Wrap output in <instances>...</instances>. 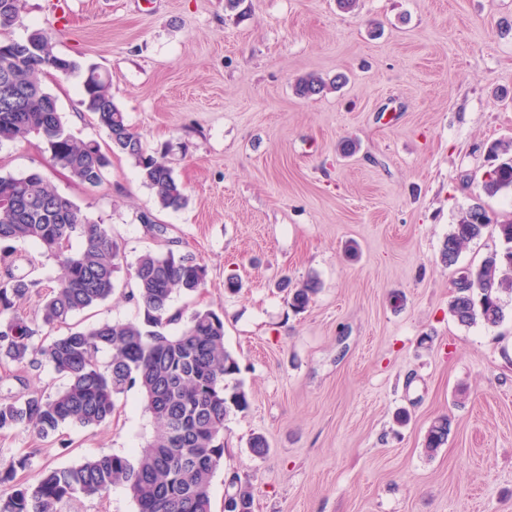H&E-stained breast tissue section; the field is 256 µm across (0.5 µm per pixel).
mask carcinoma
<instances>
[{"label": "carcinoma", "mask_w": 512, "mask_h": 512, "mask_svg": "<svg viewBox=\"0 0 512 512\" xmlns=\"http://www.w3.org/2000/svg\"><path fill=\"white\" fill-rule=\"evenodd\" d=\"M24 0H0V28L12 26ZM69 75L79 64L55 50L50 33L41 29L17 40L0 33V144L31 135L42 138L51 161L81 184L98 187L111 157L130 158L141 182L162 209L180 210L188 197L184 185L162 153L148 148L114 102L112 80L90 67L83 83V104L107 131L109 148L79 141L58 112L56 98L43 77L56 65ZM336 85L310 74L295 85L309 98ZM501 161L489 172L484 190L512 191V142L490 145ZM0 195L17 199V208L0 209V365L13 367L21 389L0 395V432L29 431L46 438L64 424L99 427L112 423L116 399L139 388L154 423L151 437L131 458L102 454L64 469H45L34 485L18 477L27 467L21 458L0 471V484L12 492L0 498V512H57L60 503L81 493L105 499L115 485L124 486L137 512H212L210 485L224 457V421L232 411L249 407L242 384L229 387L227 376L240 371L224 345V322L211 310H196L187 321L172 308L176 293L191 294L205 285L206 267L190 254L173 249L146 252L132 265V284L121 295L143 309L138 321H112L77 328L73 317L112 300L124 255L112 229L84 215L39 172L0 175ZM490 222L480 205L470 207L446 236L441 261L455 265L469 243ZM504 248L490 253L474 269L461 272L449 311L458 323L478 321L496 326L505 319L500 294H512V221L496 225ZM81 247L73 249V241ZM32 243L56 262L59 274L35 316L24 305L40 281L20 273L15 245ZM319 290L309 279L290 292L296 311L308 307ZM183 323L175 334L164 328ZM65 327L61 336L50 332ZM111 352L103 363L102 353ZM49 365L66 378L55 392L29 383L25 373ZM448 417L437 418L424 438L433 455L448 440ZM224 512H252L253 487L231 477Z\"/></svg>", "instance_id": "cac0c4a2"}]
</instances>
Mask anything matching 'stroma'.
<instances>
[{
  "label": "stroma",
  "mask_w": 512,
  "mask_h": 512,
  "mask_svg": "<svg viewBox=\"0 0 512 512\" xmlns=\"http://www.w3.org/2000/svg\"><path fill=\"white\" fill-rule=\"evenodd\" d=\"M41 27L79 65L45 79L74 137L108 141L81 104L95 66L189 202L159 209L122 155L83 185L34 135L0 145V174L40 171L111 227L126 263L170 246L205 264L204 288L173 306L223 319L250 403L224 422L213 512L234 474L253 512H512V295L495 327L448 309L460 270L501 249L495 226L512 220V193L482 187L488 145L512 140V0H25L8 34ZM312 73L347 81L297 96ZM476 203L492 224L446 266L443 241ZM312 277L294 312L289 288ZM441 416L451 431L430 456ZM153 429L134 388L111 425L0 435V469L28 457L33 484L46 467L133 456ZM319 290V283L309 279L290 292V304L297 311L305 310ZM450 427L451 423L445 416L437 418L431 424L424 438V450L428 455L435 454L447 442Z\"/></svg>",
  "instance_id": "1"
}]
</instances>
